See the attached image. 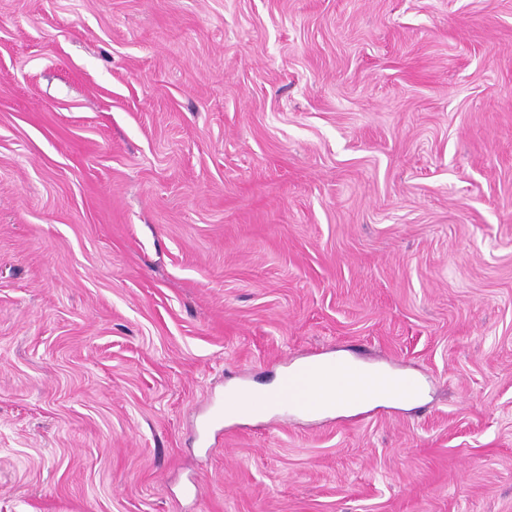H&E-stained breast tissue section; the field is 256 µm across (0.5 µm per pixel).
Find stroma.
<instances>
[{
	"mask_svg": "<svg viewBox=\"0 0 512 512\" xmlns=\"http://www.w3.org/2000/svg\"><path fill=\"white\" fill-rule=\"evenodd\" d=\"M0 512H512V0H0ZM336 359L342 360L344 363L348 364L350 367L357 369L363 374L373 375L380 374L384 371L376 369L360 366L358 364L350 362L348 359L342 356H336L333 359H327L319 361V363H324L327 361H336ZM349 366H345L342 371L343 374L340 376V379L335 386V388H322L319 392L318 396L315 394L313 400H307L301 397H296L292 394L291 391V378L288 379L287 382V390H286V399L288 403L295 409H299L302 412H309L318 402L319 405L322 406H337L340 402L343 403V406L336 407V410H348L359 408L362 405L369 402H377V403H392V402H402V403H413V399L415 396L407 397V396H393V397H377L381 395H396L406 393L414 388V382L407 378H392L385 376H364L358 374L357 372L351 370ZM336 393L343 395H352L356 398H364L371 400H354V399H345L342 401H336Z\"/></svg>",
	"mask_w": 512,
	"mask_h": 512,
	"instance_id": "stroma-1",
	"label": "stroma"
}]
</instances>
